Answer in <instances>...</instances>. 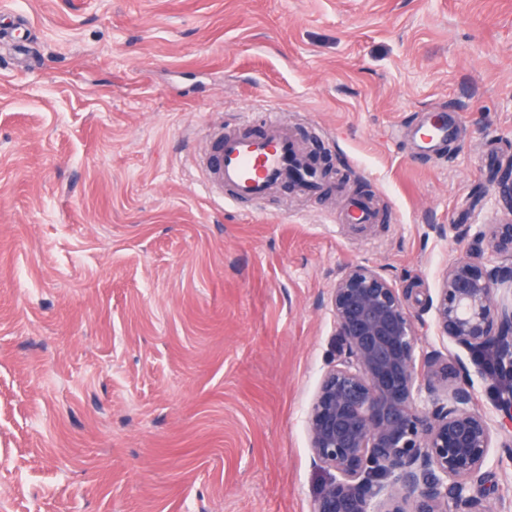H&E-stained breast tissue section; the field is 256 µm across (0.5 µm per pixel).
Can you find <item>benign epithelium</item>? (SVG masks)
<instances>
[{
  "instance_id": "benign-epithelium-1",
  "label": "benign epithelium",
  "mask_w": 512,
  "mask_h": 512,
  "mask_svg": "<svg viewBox=\"0 0 512 512\" xmlns=\"http://www.w3.org/2000/svg\"><path fill=\"white\" fill-rule=\"evenodd\" d=\"M512 216V168L500 182ZM480 244L448 264L426 303L439 336L472 352L490 348L512 377V219L464 228ZM374 266L341 270L330 289L339 342L307 411L315 462L330 478L312 512H485L491 448L512 457V392L474 404L486 377L460 359L420 352L425 326Z\"/></svg>"
}]
</instances>
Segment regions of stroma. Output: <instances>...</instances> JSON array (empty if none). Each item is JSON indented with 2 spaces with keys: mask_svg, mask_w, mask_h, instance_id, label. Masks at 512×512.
I'll return each mask as SVG.
<instances>
[{
  "mask_svg": "<svg viewBox=\"0 0 512 512\" xmlns=\"http://www.w3.org/2000/svg\"><path fill=\"white\" fill-rule=\"evenodd\" d=\"M11 6L32 54L0 49V512H312L337 272L416 284L417 314L458 227L507 216L512 0ZM436 110L458 136L420 149ZM269 116L330 154L321 192L209 195L213 134ZM488 470L512 512V461Z\"/></svg>",
  "mask_w": 512,
  "mask_h": 512,
  "instance_id": "stroma-1",
  "label": "stroma"
}]
</instances>
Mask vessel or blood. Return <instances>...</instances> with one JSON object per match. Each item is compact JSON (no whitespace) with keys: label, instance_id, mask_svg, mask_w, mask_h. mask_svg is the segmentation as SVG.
I'll use <instances>...</instances> for the list:
<instances>
[{"label":"vessel or blood","instance_id":"b4317fda","mask_svg":"<svg viewBox=\"0 0 512 512\" xmlns=\"http://www.w3.org/2000/svg\"><path fill=\"white\" fill-rule=\"evenodd\" d=\"M203 169L211 187L229 190L234 200H260L283 188L309 191L322 178L298 141L274 120L260 134H218Z\"/></svg>","mask_w":512,"mask_h":512}]
</instances>
